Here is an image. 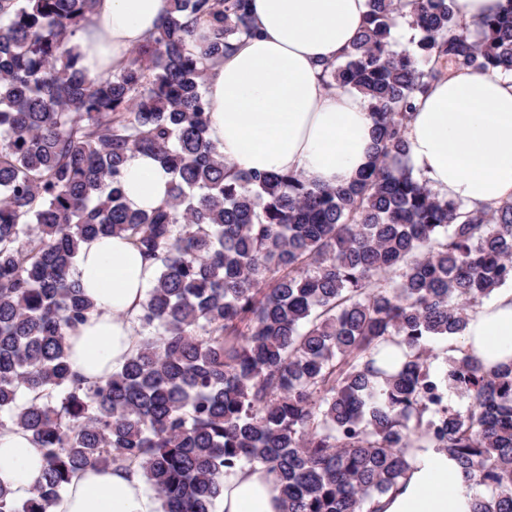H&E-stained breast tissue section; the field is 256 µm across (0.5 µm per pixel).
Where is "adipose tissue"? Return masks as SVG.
<instances>
[{
	"mask_svg": "<svg viewBox=\"0 0 512 512\" xmlns=\"http://www.w3.org/2000/svg\"><path fill=\"white\" fill-rule=\"evenodd\" d=\"M169 0H98L74 42L91 74L119 70L164 21ZM366 0H250L255 37L232 41L209 70V136L239 172L298 173L310 184L348 183L368 161L373 118L364 96L330 89L326 66L341 62L366 22ZM406 131L407 162L440 197L476 210L512 199V78L454 68L418 96ZM170 174L150 155L126 165L127 204L149 210L168 196ZM156 263L126 239L83 243L73 276L96 306L70 332L72 372L91 383L132 355L137 317ZM484 366L512 361V287L476 307L462 339ZM30 433L0 435V486L27 499L43 466ZM411 468L377 501L378 512H472L474 491L457 462L433 448L411 452ZM51 512H157L137 466L78 472ZM219 512H282L275 472L224 476Z\"/></svg>",
	"mask_w": 512,
	"mask_h": 512,
	"instance_id": "obj_1",
	"label": "adipose tissue"
}]
</instances>
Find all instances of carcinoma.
<instances>
[{
    "label": "carcinoma",
    "mask_w": 512,
    "mask_h": 512,
    "mask_svg": "<svg viewBox=\"0 0 512 512\" xmlns=\"http://www.w3.org/2000/svg\"><path fill=\"white\" fill-rule=\"evenodd\" d=\"M96 2L0 0V430L44 449L32 496L0 486V512H50L76 472L125 464L157 512H217L224 471L256 465L278 473L284 512H373L411 448L455 458L473 512H512V364L487 370L461 341L469 311L512 283V200L467 211L402 163L442 69L512 74V7L468 34L451 0H367L328 86L367 98L371 153L328 187L232 174L208 136L206 64L256 35L249 0H170L123 69L92 75L73 37ZM401 19L415 35L396 50ZM137 153L172 176L149 211L121 188ZM110 236L159 270L148 334L86 385L67 336L94 302L71 272L82 243ZM434 336L452 340L442 369Z\"/></svg>",
    "instance_id": "obj_1"
}]
</instances>
